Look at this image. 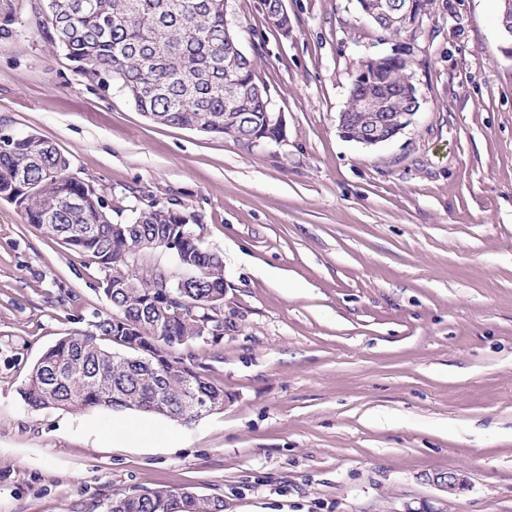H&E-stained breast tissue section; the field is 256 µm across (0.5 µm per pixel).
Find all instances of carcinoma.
I'll return each instance as SVG.
<instances>
[{"label": "carcinoma", "mask_w": 512, "mask_h": 512, "mask_svg": "<svg viewBox=\"0 0 512 512\" xmlns=\"http://www.w3.org/2000/svg\"><path fill=\"white\" fill-rule=\"evenodd\" d=\"M48 10L49 41L76 64L78 75L102 88L117 85L150 121L218 136L250 146L275 138L268 129L265 86L255 63L226 28L224 0H58ZM265 20L288 26L281 0H263ZM412 59L383 55L376 76L390 91L369 103L368 85L351 80L344 115L354 133L373 114L416 112L409 70ZM233 92L224 93L226 77ZM69 159L48 140L13 138L0 146V195L17 202L30 224L89 255L104 276L99 289L116 313L94 321L95 333L75 332L48 348L20 388L38 409L107 407L155 413L188 422L193 401L224 404V389L198 369L182 349L201 340L196 316L224 322V260L192 231L197 215L151 200L127 224H114L103 197L87 195L83 180L56 177ZM76 201L78 205L68 206ZM167 243L176 264L192 271L177 288L132 270L136 251ZM176 305L184 314L170 316ZM53 386V394L46 388ZM105 512H224L219 498L185 497L173 490L113 499Z\"/></svg>", "instance_id": "1"}]
</instances>
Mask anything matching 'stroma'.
Returning <instances> with one entry per match:
<instances>
[{
  "mask_svg": "<svg viewBox=\"0 0 512 512\" xmlns=\"http://www.w3.org/2000/svg\"><path fill=\"white\" fill-rule=\"evenodd\" d=\"M283 140L150 122L81 78L0 0V136L37 135L127 222L180 204L224 258V337L187 350L224 389L190 423L34 409L20 389L61 338L112 314L103 273L0 203V512H103L158 490L224 512H512V56L499 0H434L385 40L357 0H229ZM410 47L419 110L343 138L361 60ZM458 474L455 495L435 473Z\"/></svg>",
  "mask_w": 512,
  "mask_h": 512,
  "instance_id": "obj_1",
  "label": "stroma"
}]
</instances>
